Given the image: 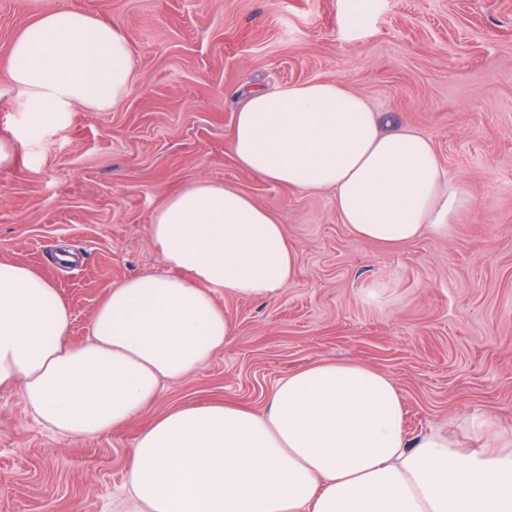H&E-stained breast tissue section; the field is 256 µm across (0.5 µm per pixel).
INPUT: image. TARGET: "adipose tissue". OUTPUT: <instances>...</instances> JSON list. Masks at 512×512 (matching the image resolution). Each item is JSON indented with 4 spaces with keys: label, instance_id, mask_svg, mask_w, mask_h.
<instances>
[{
    "label": "adipose tissue",
    "instance_id": "obj_1",
    "mask_svg": "<svg viewBox=\"0 0 512 512\" xmlns=\"http://www.w3.org/2000/svg\"><path fill=\"white\" fill-rule=\"evenodd\" d=\"M12 90L36 125L79 105L103 111L133 83L118 28L61 0L12 44ZM238 166L298 191L332 190L354 236L397 246L449 237L473 204L432 140L384 128L344 82L315 80L245 94L235 113ZM149 233L161 267L112 289L84 344L36 270L0 261V390L19 388L37 421L91 438L126 425L162 380L187 377L235 335L224 293L274 300L296 256L267 209L231 184L199 181L169 197ZM399 389L354 360L320 361L278 380L262 412L224 403L157 416L133 441L127 473L140 512H512V434L473 417L489 450L404 429Z\"/></svg>",
    "mask_w": 512,
    "mask_h": 512
}]
</instances>
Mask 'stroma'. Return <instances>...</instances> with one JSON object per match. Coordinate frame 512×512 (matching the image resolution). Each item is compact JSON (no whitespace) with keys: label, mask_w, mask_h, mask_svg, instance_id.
<instances>
[{"label":"stroma","mask_w":512,"mask_h":512,"mask_svg":"<svg viewBox=\"0 0 512 512\" xmlns=\"http://www.w3.org/2000/svg\"><path fill=\"white\" fill-rule=\"evenodd\" d=\"M59 2L0 0V140L13 150L0 166V260L56 288L68 342L86 339L112 288L159 269L153 215L200 180L269 209L297 276L272 301L217 296L236 336L100 437H60L19 390L0 391V512H130L129 448L155 416L224 402L258 411L280 378L323 360L387 374L409 436L479 448L474 415L512 432V0H78L129 38L133 86L113 108L77 107L32 134L7 91L10 49ZM311 80L346 82L383 124L432 139L474 199L451 237L383 247L348 231L329 192L238 167L243 94Z\"/></svg>","instance_id":"stroma-1"}]
</instances>
